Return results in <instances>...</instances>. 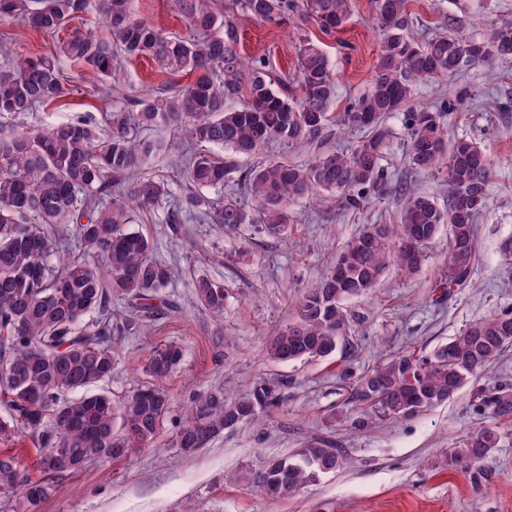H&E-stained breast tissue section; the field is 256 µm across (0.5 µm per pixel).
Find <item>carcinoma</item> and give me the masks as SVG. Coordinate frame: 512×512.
Here are the masks:
<instances>
[{"label":"carcinoma","instance_id":"obj_1","mask_svg":"<svg viewBox=\"0 0 512 512\" xmlns=\"http://www.w3.org/2000/svg\"><path fill=\"white\" fill-rule=\"evenodd\" d=\"M179 2L190 38L135 19L131 0H0L1 22L19 18L33 31L65 32L51 55L15 52L0 61V402L7 408L0 443L24 432L35 436L45 474L35 480L16 456L1 452L0 492L18 489L29 506L48 495L47 477L75 473L93 457L120 460L146 447L169 408V395L155 385L137 388L118 406L101 393L67 398L112 374V346L105 340L112 332V299L153 300L172 276L152 257L149 239L128 228L134 211L147 214L167 199V224H257L279 237L294 223L293 205L318 191L336 192L358 209L385 180L382 161L393 137L386 118L402 112L409 164L448 186L447 206L399 185L398 223L370 224L348 242L341 275L332 268L304 291L292 322L269 338L266 356L288 363L335 353L351 327L344 301L368 295L391 267L406 278L416 275L425 246L444 224L450 238L442 284L471 283L475 220L488 202L491 162L473 140H449L447 108L410 102L418 85L450 78L467 63L512 58V23H494L480 39L444 30L421 42L409 32V0H372L382 41L370 86L344 113L345 128L363 132L353 149L322 153L305 165L270 161L241 173L237 158L271 141L293 148L318 139L337 81L324 50L308 39L297 47L296 75L276 78L265 59H247L237 49L229 12L297 27L313 21L330 34L349 23L351 0H224L222 9L217 0ZM91 10L103 17L106 35L67 28L75 15ZM122 57L152 60L170 77L166 92L134 102L133 111L113 108L106 131L86 115L21 130L10 123L67 94L62 60L117 88ZM184 75L192 77L186 86L178 81ZM145 129L173 136L145 138ZM172 151L196 191L177 195L140 175L153 158ZM232 181L251 207L233 188L218 208L200 194ZM57 224L75 225L79 257L51 260L62 246L53 232ZM195 288L203 306L223 314V284L201 278ZM94 313L99 318L83 324ZM511 343L512 310H505L469 324L431 355L379 362L352 383L361 409L352 424L411 417L447 401L486 374ZM179 360V347H160L148 372L162 379ZM478 393L498 419L512 420L511 392L494 385ZM278 399L277 386L265 382L234 400L225 399L222 388L207 392L188 410L177 445L193 452L228 428L258 420ZM498 442L496 430L483 428L458 443L448 465L468 472ZM342 458L332 442H311L254 472L253 486L267 496H292L340 467Z\"/></svg>","mask_w":512,"mask_h":512}]
</instances>
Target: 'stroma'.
Masks as SVG:
<instances>
[{
  "label": "stroma",
  "instance_id": "obj_1",
  "mask_svg": "<svg viewBox=\"0 0 512 512\" xmlns=\"http://www.w3.org/2000/svg\"><path fill=\"white\" fill-rule=\"evenodd\" d=\"M131 8L137 19L165 33L192 34L178 0H131ZM408 10L421 40L441 28L479 38L491 22L512 21V0H486L479 11L466 10L463 0H411ZM234 25L241 53L265 57L274 75L295 72V45L305 36L322 40L338 76L331 119L320 138L297 149L269 143L259 154L241 158V168L268 161L301 164L326 151L349 149L357 134L344 131L341 119L366 90L380 49L371 0H352L349 24L326 37L312 24L301 30L239 15ZM3 40L32 57L55 52L57 45L56 37L16 19L0 22ZM122 70L125 82L116 92L109 82L64 63L68 95L21 115L19 124L47 126L88 113L103 127L116 101L158 93L167 80L143 59L123 62ZM415 99L448 104L450 135L472 138L493 163L488 205L475 220L471 286L440 288L448 251V234L440 232L419 274L407 279L390 270L371 295L346 301L352 329L332 356L289 364L265 358L267 339L287 325L303 289L332 265L342 247L365 225L396 223L400 182L447 205L444 182L411 169L398 114L389 119L395 134L384 160L388 184L372 191L364 208L349 209L337 195L318 193L295 204L296 221L282 238L252 224L234 230L166 224L161 206L139 215L132 230L153 242L154 258L174 275L160 292L164 304L158 309L136 312L113 302L112 374L96 389L120 402L149 382L150 353L173 343L181 347L182 359L160 383L170 395L168 411L148 447L114 462L92 459L78 473L55 478L49 495L30 512H512V422L496 421L479 406L476 384L408 418L378 420L363 429L340 418L354 378L380 359L400 352L431 354L469 323L512 309V59L465 67L451 84L425 82ZM202 277L223 282L228 294L223 316L196 301L194 284ZM262 381L281 390L280 401L262 420L225 430L195 454L181 452L177 437L192 402L217 388L233 396ZM483 427L497 429V447L475 470L449 466L452 448ZM315 438L341 448L339 469L319 474L291 497L254 491V471L292 456Z\"/></svg>",
  "mask_w": 512,
  "mask_h": 512
}]
</instances>
